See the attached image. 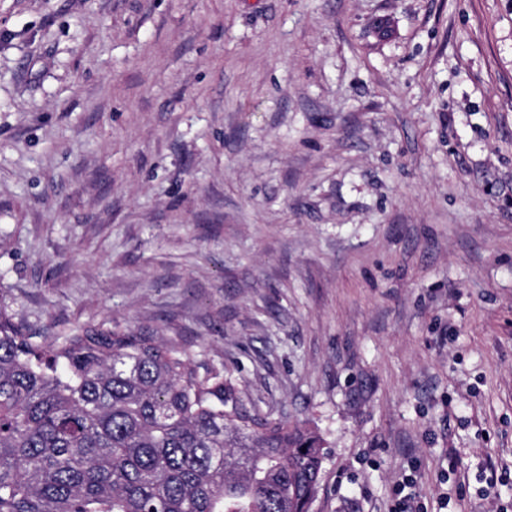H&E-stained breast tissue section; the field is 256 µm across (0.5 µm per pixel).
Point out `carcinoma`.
I'll list each match as a JSON object with an SVG mask.
<instances>
[{"label":"carcinoma","mask_w":512,"mask_h":512,"mask_svg":"<svg viewBox=\"0 0 512 512\" xmlns=\"http://www.w3.org/2000/svg\"><path fill=\"white\" fill-rule=\"evenodd\" d=\"M324 458L173 342L90 325L43 349L0 311V512H309Z\"/></svg>","instance_id":"carcinoma-1"}]
</instances>
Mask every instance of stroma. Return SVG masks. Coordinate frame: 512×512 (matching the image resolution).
<instances>
[{"mask_svg":"<svg viewBox=\"0 0 512 512\" xmlns=\"http://www.w3.org/2000/svg\"><path fill=\"white\" fill-rule=\"evenodd\" d=\"M0 310L223 366L310 512H512V0H0Z\"/></svg>","mask_w":512,"mask_h":512,"instance_id":"stroma-1","label":"stroma"}]
</instances>
